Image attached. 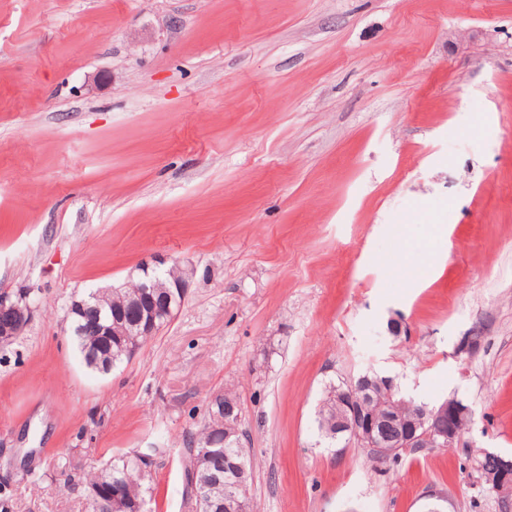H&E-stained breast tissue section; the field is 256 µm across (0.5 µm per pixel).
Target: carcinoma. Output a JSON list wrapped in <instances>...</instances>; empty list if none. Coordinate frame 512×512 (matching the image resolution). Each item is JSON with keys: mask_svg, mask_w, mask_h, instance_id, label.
Listing matches in <instances>:
<instances>
[{"mask_svg": "<svg viewBox=\"0 0 512 512\" xmlns=\"http://www.w3.org/2000/svg\"><path fill=\"white\" fill-rule=\"evenodd\" d=\"M72 338L83 357L87 367L101 373L109 372L105 365L97 364L89 359L92 351L104 343L103 336H89L72 331ZM111 365H116L134 356V350L128 345V337H110ZM360 384L359 378H351L339 385L329 384L325 387L321 405L317 417V429L326 446L344 450L345 437L336 432V427L329 426L330 421L336 419V415L345 411L344 400L341 393L351 392V389ZM366 409L379 415H389V418L381 422L378 432L382 437L383 447L363 448L361 452L366 458L379 465H397L406 457L415 456L434 449L432 441L422 438L418 446L407 451L391 447V440L395 438L398 429L409 422L420 423V429L429 427V421L417 402H400L391 406L389 397L383 393L366 405ZM244 418L227 420L221 409L214 405L207 408L205 417L198 432L189 443L186 453V463L183 470V479L189 500L193 506V512H237L232 508L236 501L244 500L245 512H258L257 505L250 496L248 488L240 486V474L238 465L251 470L250 456L252 449L249 443L239 444L238 436H233L224 441V446L219 452L208 455L202 452L206 443L215 434L213 427L227 425L230 429L244 430ZM455 452L463 458V461L471 465L477 476H482L485 471L497 468V460L488 455L486 451L479 453L472 448H457ZM112 484L119 485L125 499L127 512H139L138 506H146L147 496L151 492L153 474L149 467L140 464V457H120L112 464L93 471L88 480L89 494L95 504L97 512H114L112 499L105 494V487ZM479 493L484 497L494 499L498 512H512V487L498 493L488 492L484 486H479Z\"/></svg>", "mask_w": 512, "mask_h": 512, "instance_id": "cac0c4a2", "label": "carcinoma"}]
</instances>
